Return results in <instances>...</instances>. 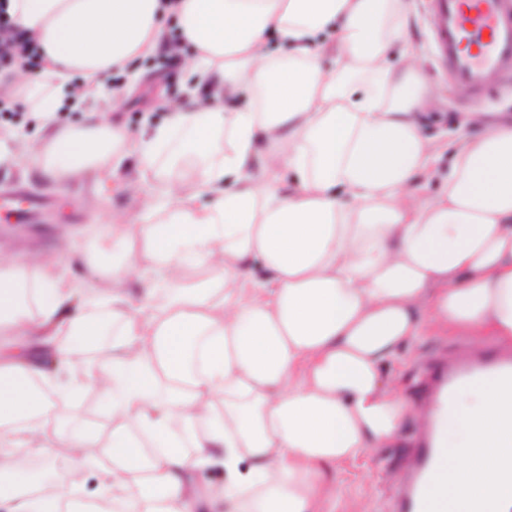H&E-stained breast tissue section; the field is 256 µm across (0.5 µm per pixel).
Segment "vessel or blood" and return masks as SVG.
<instances>
[{
    "mask_svg": "<svg viewBox=\"0 0 512 512\" xmlns=\"http://www.w3.org/2000/svg\"><path fill=\"white\" fill-rule=\"evenodd\" d=\"M430 14L435 57L450 79L468 90L476 103L503 87L512 73V0H431ZM488 372L499 373L512 389V350L488 345L457 366L443 357L435 359L425 389L441 409L459 386ZM440 451L435 430L417 441V468L396 499V512H426L422 488Z\"/></svg>",
    "mask_w": 512,
    "mask_h": 512,
    "instance_id": "b4317fda",
    "label": "vessel or blood"
}]
</instances>
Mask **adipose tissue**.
<instances>
[{
  "label": "adipose tissue",
  "mask_w": 512,
  "mask_h": 512,
  "mask_svg": "<svg viewBox=\"0 0 512 512\" xmlns=\"http://www.w3.org/2000/svg\"><path fill=\"white\" fill-rule=\"evenodd\" d=\"M8 5L43 60L0 76L37 128H0V164L103 188L135 160L139 214L93 232L99 293L44 255L0 259V512H336L327 470L427 418L383 363L435 330L512 342V115L466 113L446 189L420 200L440 149L423 72L392 58L410 0ZM170 29L193 48L187 98L131 135L100 105ZM89 387L110 432L62 414ZM447 435L430 503L512 512L496 380L456 394ZM61 459L96 473V497L63 487ZM205 467L223 483L199 485Z\"/></svg>",
  "instance_id": "obj_1"
}]
</instances>
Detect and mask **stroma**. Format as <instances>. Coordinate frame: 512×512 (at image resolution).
<instances>
[{"instance_id": "stroma-1", "label": "stroma", "mask_w": 512, "mask_h": 512, "mask_svg": "<svg viewBox=\"0 0 512 512\" xmlns=\"http://www.w3.org/2000/svg\"><path fill=\"white\" fill-rule=\"evenodd\" d=\"M430 28L427 0H414L410 45L431 89L427 109L433 117L424 127L425 136L433 140L454 141L456 119L464 112L512 113V85L486 102L475 105L471 103L467 90L449 82L447 74L435 60ZM127 80L131 85L129 93L110 109L109 115L113 122L137 135L150 132L163 122L166 111L161 108V101L183 98L186 74L180 63L152 56L134 61ZM18 188L50 198L53 206L46 217L29 224L0 220V254L14 257L31 252H57L61 230L70 229L74 234L70 271L83 282L88 292L100 291L102 282L91 278L78 258L86 245L85 231L88 225L105 223L115 213L134 215L135 204L130 193L111 191L102 209L91 211L84 207L83 200L93 188L92 180L55 188L33 178L24 179L17 167H0V194ZM478 344V339L471 336H422L415 343L416 354H401L398 360L383 364L381 370L403 397L419 403L423 400L422 379L428 364L439 356H452L460 349ZM417 430L416 422L406 420L395 442L328 471V478L334 480L344 493L338 512H348L354 502L359 503L362 512H393L394 502L409 475L412 439Z\"/></svg>"}]
</instances>
